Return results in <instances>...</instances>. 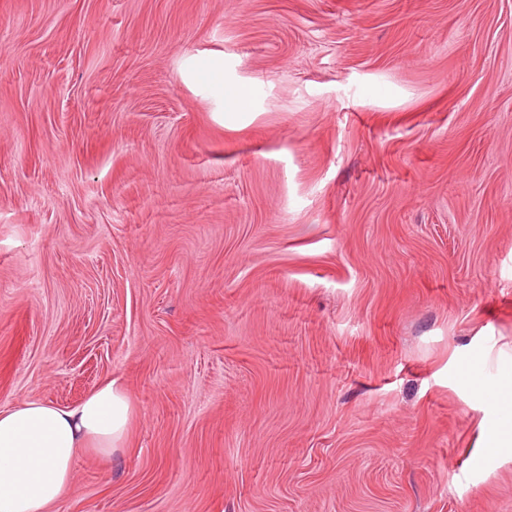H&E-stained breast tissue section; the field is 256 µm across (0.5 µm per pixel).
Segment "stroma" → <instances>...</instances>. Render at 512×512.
I'll return each instance as SVG.
<instances>
[{"instance_id": "obj_1", "label": "stroma", "mask_w": 512, "mask_h": 512, "mask_svg": "<svg viewBox=\"0 0 512 512\" xmlns=\"http://www.w3.org/2000/svg\"><path fill=\"white\" fill-rule=\"evenodd\" d=\"M505 354L512 0H0V408L134 406L51 512H512ZM493 399L501 419L489 428L483 437V447L495 454H512V392L498 386L480 390Z\"/></svg>"}]
</instances>
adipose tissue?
<instances>
[{
  "instance_id": "1",
  "label": "adipose tissue",
  "mask_w": 512,
  "mask_h": 512,
  "mask_svg": "<svg viewBox=\"0 0 512 512\" xmlns=\"http://www.w3.org/2000/svg\"><path fill=\"white\" fill-rule=\"evenodd\" d=\"M501 413L483 445L512 454V360L501 361L499 384L485 390ZM133 405L108 379L71 406L30 400L0 410V512H50L67 491L77 455L111 456L125 442Z\"/></svg>"
}]
</instances>
